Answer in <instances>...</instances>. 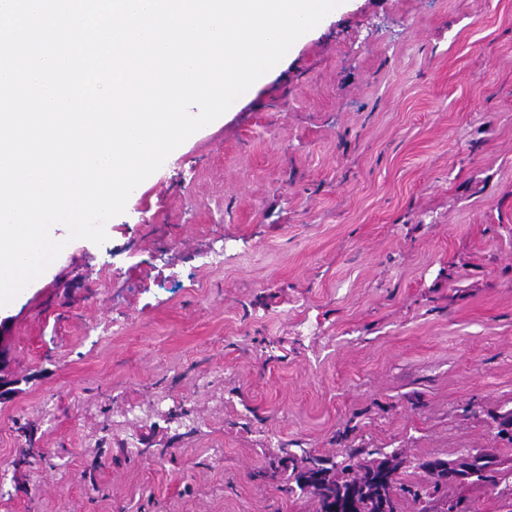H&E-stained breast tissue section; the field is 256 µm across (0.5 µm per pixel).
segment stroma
I'll list each match as a JSON object with an SVG mask.
<instances>
[{"label": "stroma", "instance_id": "35a3bbf8", "mask_svg": "<svg viewBox=\"0 0 512 512\" xmlns=\"http://www.w3.org/2000/svg\"><path fill=\"white\" fill-rule=\"evenodd\" d=\"M106 232L0 308V512H316L268 462L348 448L512 512L420 467L512 462V0H345Z\"/></svg>", "mask_w": 512, "mask_h": 512}]
</instances>
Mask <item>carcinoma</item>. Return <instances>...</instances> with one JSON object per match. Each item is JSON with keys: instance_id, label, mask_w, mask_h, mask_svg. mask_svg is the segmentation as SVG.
<instances>
[{"instance_id": "carcinoma-1", "label": "carcinoma", "mask_w": 512, "mask_h": 512, "mask_svg": "<svg viewBox=\"0 0 512 512\" xmlns=\"http://www.w3.org/2000/svg\"><path fill=\"white\" fill-rule=\"evenodd\" d=\"M366 450L349 448L341 454V459L333 461L304 454L290 455L282 462L288 472V491L294 488L307 489L319 505V512H332L336 500L349 493L352 488L360 490L358 507L353 512H376V501L381 499L379 485L373 483V471L380 462L378 458L363 457ZM463 481L476 487L499 486L512 483V466L503 467L497 458L484 453L458 463V467L448 473L444 480L435 485ZM297 486H291V483Z\"/></svg>"}]
</instances>
